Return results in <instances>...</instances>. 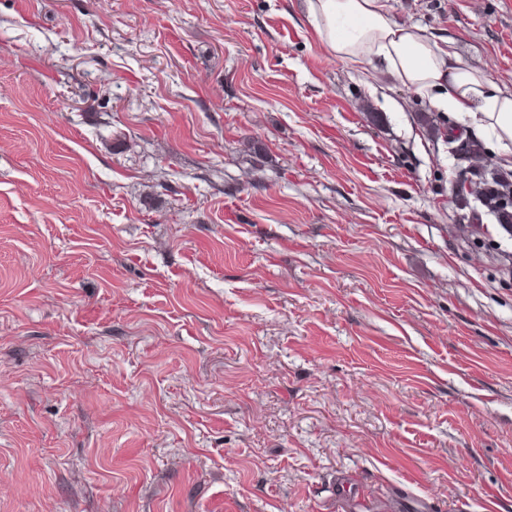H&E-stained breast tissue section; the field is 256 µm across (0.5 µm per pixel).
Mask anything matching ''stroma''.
<instances>
[{"instance_id":"35a3bbf8","label":"stroma","mask_w":512,"mask_h":512,"mask_svg":"<svg viewBox=\"0 0 512 512\" xmlns=\"http://www.w3.org/2000/svg\"><path fill=\"white\" fill-rule=\"evenodd\" d=\"M388 6L512 87V0ZM430 109L300 0H0V512H512V227ZM465 179L473 187L474 195L461 193L462 181L455 183V197L456 203L461 210L469 209L472 218L476 215V209L471 206V199L474 202L486 209V211L493 215L499 224L512 225V172L510 174L497 169H479L468 165ZM491 177L493 183L496 184L492 189L489 178Z\"/></svg>"}]
</instances>
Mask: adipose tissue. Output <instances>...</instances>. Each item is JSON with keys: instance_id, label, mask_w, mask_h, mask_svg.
<instances>
[{"instance_id": "1", "label": "adipose tissue", "mask_w": 512, "mask_h": 512, "mask_svg": "<svg viewBox=\"0 0 512 512\" xmlns=\"http://www.w3.org/2000/svg\"><path fill=\"white\" fill-rule=\"evenodd\" d=\"M304 8L328 54L348 64L383 67L418 97L467 118L471 134L488 139L503 164H512V88L462 66L421 28L394 21L386 0H304Z\"/></svg>"}]
</instances>
